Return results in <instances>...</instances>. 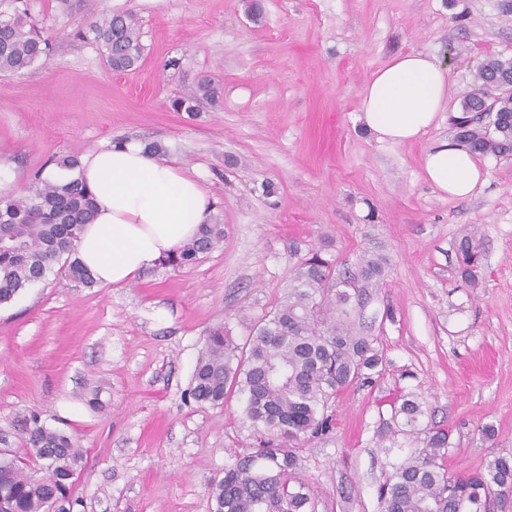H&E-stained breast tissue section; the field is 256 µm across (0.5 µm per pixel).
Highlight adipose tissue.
Segmentation results:
<instances>
[{
    "mask_svg": "<svg viewBox=\"0 0 512 512\" xmlns=\"http://www.w3.org/2000/svg\"><path fill=\"white\" fill-rule=\"evenodd\" d=\"M448 101V70L435 57L394 56L373 74L360 97L361 119L379 140L419 139ZM429 181L453 199L483 186L475 156L451 140L434 143L423 157ZM96 210L84 225L76 256L103 286L121 287L194 239L209 223L214 200L198 175L129 141L85 153L75 171Z\"/></svg>",
    "mask_w": 512,
    "mask_h": 512,
    "instance_id": "obj_1",
    "label": "adipose tissue"
}]
</instances>
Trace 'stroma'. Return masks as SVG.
Returning <instances> with one entry per match:
<instances>
[{
  "label": "stroma",
  "instance_id": "1",
  "mask_svg": "<svg viewBox=\"0 0 512 512\" xmlns=\"http://www.w3.org/2000/svg\"><path fill=\"white\" fill-rule=\"evenodd\" d=\"M259 4L256 18L250 0H29L51 56L0 74V191L27 194L47 161L73 152L157 142L198 172L224 226L223 244L194 265L153 267L119 288L56 270L0 305V432L20 448L13 421L35 411L78 442L74 512H211L210 481L255 437L237 399L202 407L188 396L206 332L222 324L244 343L314 249L341 269L367 250L388 259L382 288L353 315L386 369L339 396L334 429L300 452L318 512H380L392 461L380 437L401 394H418L427 422L450 430V472L512 455V159L480 157L486 182L464 200L435 190L422 164L453 137L478 65L512 57V13L500 0ZM124 11L141 21L144 52L120 73L87 30ZM410 51L447 66L448 103L421 139L377 140L360 92ZM205 78L220 89L215 104L171 109ZM471 232L485 247L477 288L453 271ZM93 390L97 410L85 402Z\"/></svg>",
  "mask_w": 512,
  "mask_h": 512
}]
</instances>
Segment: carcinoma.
<instances>
[{
	"label": "carcinoma",
	"mask_w": 512,
	"mask_h": 512,
	"mask_svg": "<svg viewBox=\"0 0 512 512\" xmlns=\"http://www.w3.org/2000/svg\"><path fill=\"white\" fill-rule=\"evenodd\" d=\"M105 48L109 66L132 71L140 61L142 26L126 11L90 24ZM52 41L29 15L26 0H0V73L21 74L48 60ZM453 118L455 139L472 153L512 158V57H490ZM209 79L171 102L176 112H195L215 101ZM94 199L77 179L52 181L37 173L28 195L0 194V305L44 280L56 262L65 276L84 287L95 284L75 258L84 225L93 221ZM224 241V225L202 224L197 237L160 265L185 267ZM482 241L463 236L455 246V272L478 285ZM387 258L366 251L356 270H339L317 249L298 261L287 299L263 315L240 346L224 327L207 331L191 377L189 397L219 406L230 393L259 443L234 455L224 477L210 487L213 512H315L310 486L300 476L299 445L324 436L333 426L332 406L353 385L373 383L384 355L350 320L371 288L382 286ZM426 408L414 394L391 408L385 437L421 431ZM14 430L25 452L0 449V512H73L75 476L83 452L65 432L48 426L37 412L17 417ZM450 432L428 431L426 445L393 464L378 487L381 512H512V455L497 456L485 471H448Z\"/></svg>",
	"instance_id": "obj_1"
}]
</instances>
